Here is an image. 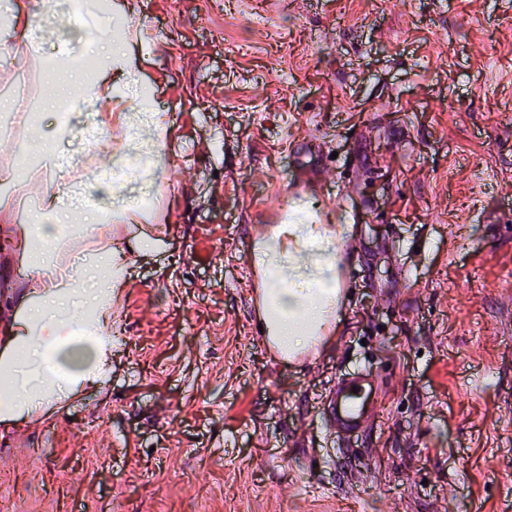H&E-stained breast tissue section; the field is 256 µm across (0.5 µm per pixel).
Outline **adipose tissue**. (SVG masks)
Returning a JSON list of instances; mask_svg holds the SVG:
<instances>
[{
	"label": "adipose tissue",
	"mask_w": 512,
	"mask_h": 512,
	"mask_svg": "<svg viewBox=\"0 0 512 512\" xmlns=\"http://www.w3.org/2000/svg\"><path fill=\"white\" fill-rule=\"evenodd\" d=\"M127 73L124 57L105 51L98 67L82 81L83 98L113 102L121 96ZM289 234L293 242L288 249H281L276 240L270 239L254 248L252 259L258 266L274 262L277 281L274 295L282 321L278 338L287 347L301 348L310 342L305 324L323 318L336 292L331 282L317 277L316 271L325 265L334 266L336 256L332 246L337 234L324 224H293ZM23 237V257L29 278L37 284L40 293L35 298H20L23 317L0 335L7 347L0 355V421L4 423L45 412L71 394L76 385L102 386L108 372L107 351L99 344H92L76 358L73 378H63L60 358L65 343L57 332L69 297L80 296L86 302L87 315L92 318L93 335L110 334L112 298L126 287L129 258L139 250L133 244L120 252H94L86 261L83 277L69 275L62 279L33 249L38 240L53 244V236L46 229L30 226L24 230Z\"/></svg>",
	"instance_id": "obj_1"
}]
</instances>
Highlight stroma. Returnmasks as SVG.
I'll use <instances>...</instances> for the list:
<instances>
[{"mask_svg":"<svg viewBox=\"0 0 512 512\" xmlns=\"http://www.w3.org/2000/svg\"><path fill=\"white\" fill-rule=\"evenodd\" d=\"M144 14L155 39L123 52L166 111L158 158L123 153L117 106L102 148L79 113L61 136L77 74H47L29 109L43 167L126 169L89 187L111 223L84 240L70 222L53 263L151 247L115 300L107 382L0 428V512H512V0H123L20 44L0 124L30 68ZM29 158L0 138V220L54 226L13 202L57 186ZM149 164L158 207L122 210ZM326 204L332 274L355 286L319 355L288 363L249 305L251 235ZM29 287L20 249L0 248V332ZM363 367L380 417L349 443L322 410Z\"/></svg>","mask_w":512,"mask_h":512,"instance_id":"obj_1","label":"stroma"}]
</instances>
